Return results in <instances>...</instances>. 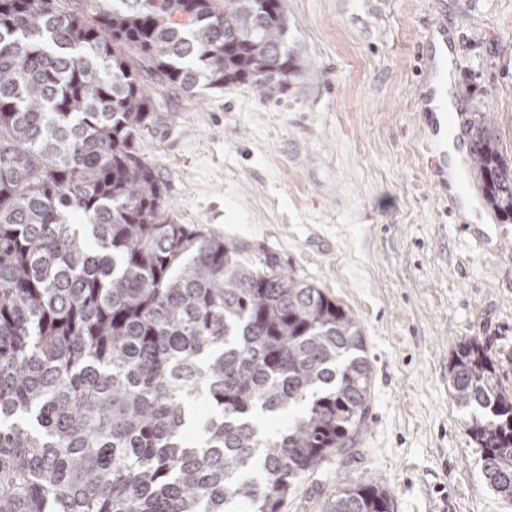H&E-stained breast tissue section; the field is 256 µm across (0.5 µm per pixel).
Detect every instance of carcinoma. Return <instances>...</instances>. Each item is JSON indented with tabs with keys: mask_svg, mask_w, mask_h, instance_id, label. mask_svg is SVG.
<instances>
[{
	"mask_svg": "<svg viewBox=\"0 0 512 512\" xmlns=\"http://www.w3.org/2000/svg\"><path fill=\"white\" fill-rule=\"evenodd\" d=\"M287 29L288 0H0V512H283L343 464L370 400L361 324L274 256L177 223L140 152L178 90L301 77ZM466 135L511 220L496 127L474 112ZM449 382L512 502V392L480 339ZM325 512L391 495L346 482Z\"/></svg>",
	"mask_w": 512,
	"mask_h": 512,
	"instance_id": "cac0c4a2",
	"label": "carcinoma"
}]
</instances>
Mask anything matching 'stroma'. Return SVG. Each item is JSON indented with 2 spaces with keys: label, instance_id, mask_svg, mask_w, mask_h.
Segmentation results:
<instances>
[{
  "label": "stroma",
  "instance_id": "35a3bbf8",
  "mask_svg": "<svg viewBox=\"0 0 512 512\" xmlns=\"http://www.w3.org/2000/svg\"><path fill=\"white\" fill-rule=\"evenodd\" d=\"M438 21L459 113H487L512 163V0H288L304 79L177 94L140 143L177 223L274 254L363 328L371 397L348 462L319 467L285 512H323L348 476L387 489L393 512H512L450 394L470 337L512 390V221L477 211L460 173L438 193L418 162Z\"/></svg>",
  "mask_w": 512,
  "mask_h": 512
}]
</instances>
